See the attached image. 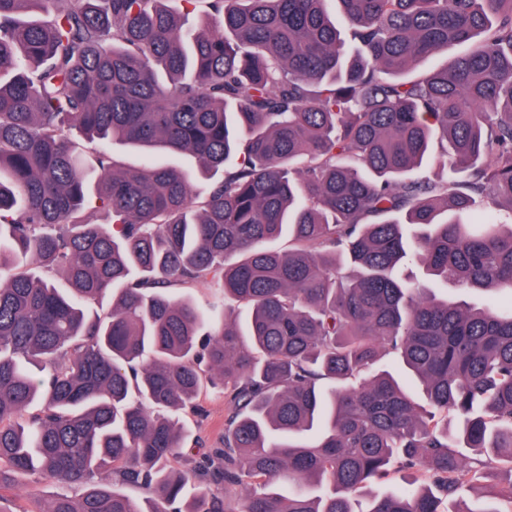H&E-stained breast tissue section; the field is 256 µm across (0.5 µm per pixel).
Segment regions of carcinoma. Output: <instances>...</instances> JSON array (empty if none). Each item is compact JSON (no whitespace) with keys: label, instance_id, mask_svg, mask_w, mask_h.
<instances>
[{"label":"carcinoma","instance_id":"carcinoma-1","mask_svg":"<svg viewBox=\"0 0 512 512\" xmlns=\"http://www.w3.org/2000/svg\"><path fill=\"white\" fill-rule=\"evenodd\" d=\"M60 2L0 0V489L77 490L42 512H512V0H181L206 31L166 0ZM115 142L194 155L205 189L117 167ZM414 261L486 305L415 287ZM194 285L247 333L219 298L202 331ZM206 385L224 447L197 460L168 412ZM504 466L498 502L454 507Z\"/></svg>","mask_w":512,"mask_h":512}]
</instances>
